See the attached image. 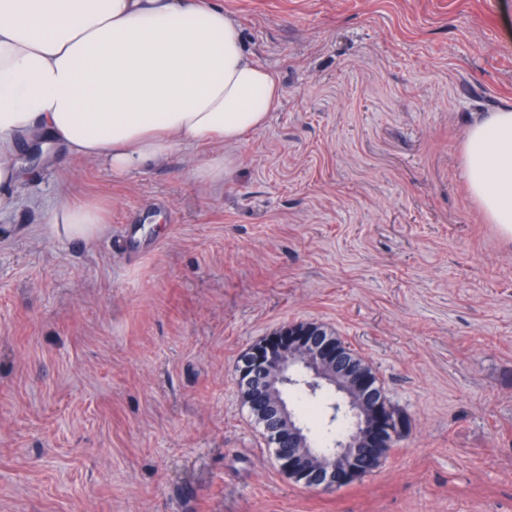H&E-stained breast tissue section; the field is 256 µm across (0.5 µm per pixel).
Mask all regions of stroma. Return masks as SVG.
Returning <instances> with one entry per match:
<instances>
[{"label":"stroma","instance_id":"stroma-1","mask_svg":"<svg viewBox=\"0 0 512 512\" xmlns=\"http://www.w3.org/2000/svg\"><path fill=\"white\" fill-rule=\"evenodd\" d=\"M281 86L224 190L22 144L0 211V512H512V244L463 178L512 104V0H219ZM110 204L91 243L41 230ZM317 323L404 436L349 485L284 474L237 365Z\"/></svg>","mask_w":512,"mask_h":512}]
</instances>
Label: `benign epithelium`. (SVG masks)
<instances>
[{"instance_id":"7a95c632","label":"benign epithelium","mask_w":512,"mask_h":512,"mask_svg":"<svg viewBox=\"0 0 512 512\" xmlns=\"http://www.w3.org/2000/svg\"><path fill=\"white\" fill-rule=\"evenodd\" d=\"M322 329L318 324H294L252 345L238 366V377L260 382L263 393L286 387H301L315 396L322 386H330L341 396L331 407L332 415L349 418L346 433L323 452L313 447L293 410L282 400L276 405L278 417L288 423V431H278L275 440L288 445V453L276 455L280 469L306 487L338 488L360 478L376 467L380 451L398 438L403 427L392 418L384 391H376L366 374L353 365L325 375L321 367L340 363L343 347L327 341L315 345L311 336ZM312 461L300 475L294 474L295 455Z\"/></svg>"}]
</instances>
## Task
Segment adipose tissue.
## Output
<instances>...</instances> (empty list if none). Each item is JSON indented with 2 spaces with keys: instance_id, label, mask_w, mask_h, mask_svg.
I'll return each instance as SVG.
<instances>
[{
  "instance_id": "1",
  "label": "adipose tissue",
  "mask_w": 512,
  "mask_h": 512,
  "mask_svg": "<svg viewBox=\"0 0 512 512\" xmlns=\"http://www.w3.org/2000/svg\"><path fill=\"white\" fill-rule=\"evenodd\" d=\"M280 99L275 74L214 0H0V208L22 178L24 136L117 175L213 143L191 175L218 193ZM462 152L469 196L512 243V106L476 118ZM107 224L103 202L66 199L47 230L89 243Z\"/></svg>"
}]
</instances>
